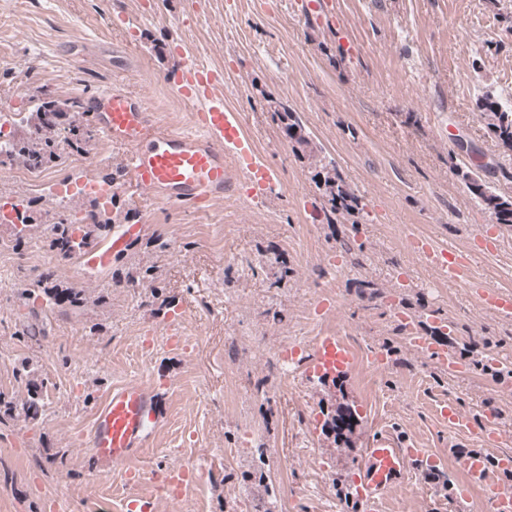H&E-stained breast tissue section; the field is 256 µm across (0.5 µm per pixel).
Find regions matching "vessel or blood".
<instances>
[{
    "instance_id": "1",
    "label": "vessel or blood",
    "mask_w": 512,
    "mask_h": 512,
    "mask_svg": "<svg viewBox=\"0 0 512 512\" xmlns=\"http://www.w3.org/2000/svg\"><path fill=\"white\" fill-rule=\"evenodd\" d=\"M173 81L193 107L189 126L181 131L157 122L139 95L120 88L106 91L91 102L102 133L112 144L127 150L128 185L149 198L197 208L223 199L233 187L234 180L226 169V158L231 155L242 165L247 195L255 202H266L278 187L277 175L268 167L251 163L252 145L244 135L240 116L225 110L224 97L216 92L223 83L219 71L187 58ZM143 230L140 224L119 225L105 242L82 253L81 268L111 269L113 259L128 253ZM415 245L429 268L448 281L465 284L486 311L512 319L511 291L471 279L468 261L455 249L437 248L426 239L416 240ZM405 330L412 348L429 358L436 369L451 376L463 374L462 362L440 344L438 337L416 329L410 322ZM289 352L298 367L319 377H335L352 363L350 351L335 336L319 337L309 349L290 347ZM435 411L439 421L449 428L474 432L481 449L461 457L460 465L472 483L484 488L498 512H512V489L498 480L499 473L512 470V454H498L492 467L482 454L483 448L503 438L497 415L484 413L482 425L476 429L452 398L438 400ZM169 415L167 394L153 383L129 382L112 387L96 408L86 438L91 468L108 472L121 465L127 483L138 482L141 472L133 461ZM437 469V460L424 449L391 431L378 432L351 478V499L359 512H378L388 491L410 483L412 475L424 476ZM202 475V469L185 465L170 466L164 473L168 485L179 489L195 485Z\"/></svg>"
}]
</instances>
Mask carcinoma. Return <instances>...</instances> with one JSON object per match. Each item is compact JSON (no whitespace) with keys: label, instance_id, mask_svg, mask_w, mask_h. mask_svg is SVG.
Here are the masks:
<instances>
[{"label":"carcinoma","instance_id":"obj_1","mask_svg":"<svg viewBox=\"0 0 512 512\" xmlns=\"http://www.w3.org/2000/svg\"><path fill=\"white\" fill-rule=\"evenodd\" d=\"M32 103L28 115L24 118L29 128L27 135L18 137L21 145L20 158L36 166L53 167L61 164L62 143L70 145L87 144L96 139V130L92 129L88 119V108L79 98L65 100L52 99L47 93L35 90L28 97ZM486 121L487 129L497 140L505 152L512 153V107L503 103V95L485 94L477 100ZM278 121L283 125L286 135L293 140L298 148L305 152L309 141L297 113L283 106L275 112ZM470 194L482 206L494 215L501 224H512V192L498 193L480 176L470 171L461 173ZM316 187L320 194L322 209L327 213L331 224H361L366 221L368 212L365 204L346 182L336 164L332 161L321 165L316 174ZM75 214H61L59 219H49V211L35 218L34 221L22 224L15 237L16 245L25 243L31 228L36 224L47 225L49 230V246L58 249L64 256L90 246L97 238L108 234L112 225L120 222L119 216H111L104 209H92L86 212V224L79 229L80 240H73L72 222ZM51 276L39 278L34 288L25 290L27 297H32L39 289L51 305L57 304L60 296L69 298L70 306L80 308L85 298L82 291L75 288L60 289L50 284Z\"/></svg>","mask_w":512,"mask_h":512}]
</instances>
